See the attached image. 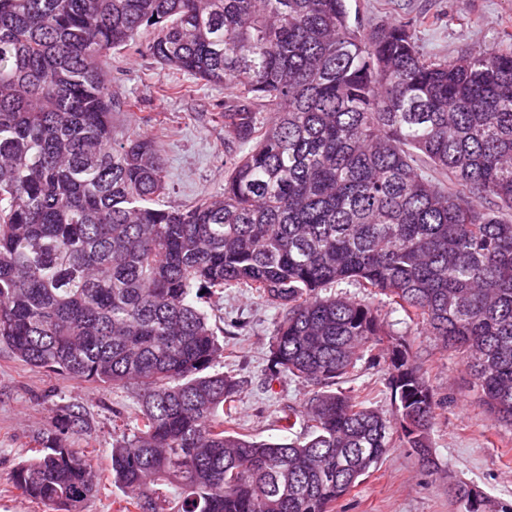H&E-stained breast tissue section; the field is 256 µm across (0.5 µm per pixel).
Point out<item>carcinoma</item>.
Listing matches in <instances>:
<instances>
[{"label": "carcinoma", "mask_w": 512, "mask_h": 512, "mask_svg": "<svg viewBox=\"0 0 512 512\" xmlns=\"http://www.w3.org/2000/svg\"><path fill=\"white\" fill-rule=\"evenodd\" d=\"M121 49L234 91L220 118L249 148L222 195L164 204L148 130L112 124ZM342 283L367 298L322 294ZM226 288L281 310L268 381L310 388L279 416L305 436L234 426L246 381L215 370L224 328L202 307ZM374 295L512 428V37L448 61L408 22L352 23L347 0H0V343L136 386L110 457L120 512H332L394 445L429 461L443 402L409 341L386 343ZM362 359L393 418L342 387ZM97 479L59 437L14 476L57 512ZM469 490L448 487L457 512H486Z\"/></svg>", "instance_id": "cac0c4a2"}]
</instances>
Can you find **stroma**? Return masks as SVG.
I'll list each match as a JSON object with an SVG mask.
<instances>
[{"mask_svg": "<svg viewBox=\"0 0 512 512\" xmlns=\"http://www.w3.org/2000/svg\"><path fill=\"white\" fill-rule=\"evenodd\" d=\"M363 27L385 21H416L414 37L424 54L448 59L478 47L491 49L512 34V0H349ZM111 92L118 101L137 102L135 112H113L124 130L149 118L167 171L171 206L191 204L201 195L224 191V176L244 145L225 132L215 115L233 104L230 90L203 84L158 64L147 55L113 53ZM381 317L394 337L409 336L412 352L429 370V383L446 404L430 436L431 456L422 462L410 449H389L375 470L364 476L333 512H456L448 486L464 481L485 493L492 504L512 502V429L495 424L478 405L464 366L455 354L405 323L402 312L381 304ZM211 315L244 322L224 338L216 368L247 380L235 424L260 440H279L282 407L300 403L305 391L288 376L268 381L269 350L277 307L242 288L226 289L213 299ZM134 389L104 390L67 380L28 365L0 345V512H55L14 486L18 464L34 455L42 438L57 434L61 410L80 411L82 428L62 434L65 444L84 451L102 480L80 512H116L121 491L107 476L117 434L114 418L131 421Z\"/></svg>", "mask_w": 512, "mask_h": 512, "instance_id": "1", "label": "stroma"}]
</instances>
